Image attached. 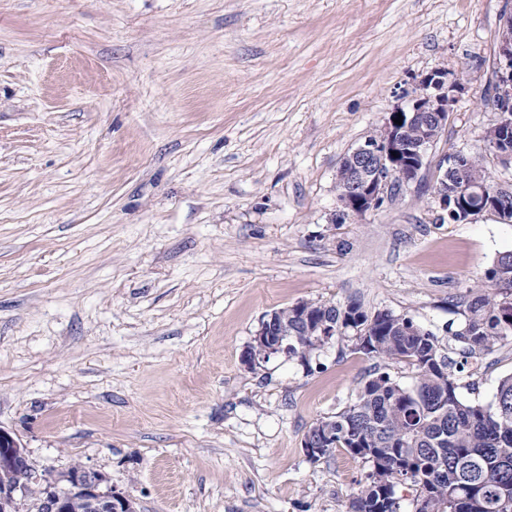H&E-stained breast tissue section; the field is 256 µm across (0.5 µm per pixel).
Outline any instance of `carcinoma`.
Here are the masks:
<instances>
[{"label":"carcinoma","instance_id":"cac0c4a2","mask_svg":"<svg viewBox=\"0 0 512 512\" xmlns=\"http://www.w3.org/2000/svg\"><path fill=\"white\" fill-rule=\"evenodd\" d=\"M509 137L502 125L484 133V146L462 155L467 176L496 192L491 206L471 199L472 215L496 214L512 223V193L490 179L492 145ZM288 325V357L309 364L321 347L316 323L336 324V335L354 331L355 349L382 362L345 410L317 421L306 440L321 445L316 460L342 448L371 463L366 484L348 512H400L398 485L415 490V512H512V376L500 380L487 406L457 394L469 360L512 339V251L499 255L464 311V326L452 332L459 359L441 353L433 333L389 311L370 316L356 304L342 308L311 301L276 310ZM405 362L413 382L402 385L388 371Z\"/></svg>","mask_w":512,"mask_h":512}]
</instances>
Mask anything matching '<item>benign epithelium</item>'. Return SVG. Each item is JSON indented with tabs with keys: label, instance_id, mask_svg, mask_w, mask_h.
<instances>
[{
	"label": "benign epithelium",
	"instance_id": "1",
	"mask_svg": "<svg viewBox=\"0 0 512 512\" xmlns=\"http://www.w3.org/2000/svg\"><path fill=\"white\" fill-rule=\"evenodd\" d=\"M499 56L505 67L497 71L496 83L503 96L502 107L496 123L505 125L512 132V37L505 35L498 46ZM465 90L458 76L448 78V71L435 69L418 83L409 108L393 112L389 122L373 140H364L344 158L343 173L338 175L341 187L338 201L340 209L333 220L343 224L354 215H363L378 208L390 193L393 178L401 183L415 181L429 150L448 123V113L456 102L457 94ZM402 118V124L394 119ZM424 124L426 132L415 140L408 138L414 125ZM462 153H452L443 158L435 194L442 208L448 203V169L459 167ZM484 186L462 180L457 188L458 201L465 203L474 194L487 195ZM260 336L276 337V344L266 353L288 351V328L279 325L274 315L267 314L258 331ZM25 461L28 472L34 468L28 461L26 449L7 430L0 428V512H20L22 500L27 496L30 477L17 473L20 461ZM106 479L98 472L83 465L66 473L63 481L52 480L44 484L41 512H135L132 502L110 486H103Z\"/></svg>",
	"mask_w": 512,
	"mask_h": 512
}]
</instances>
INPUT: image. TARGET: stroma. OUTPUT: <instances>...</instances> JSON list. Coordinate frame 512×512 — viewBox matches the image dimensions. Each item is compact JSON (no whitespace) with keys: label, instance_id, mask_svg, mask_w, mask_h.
I'll list each match as a JSON object with an SVG mask.
<instances>
[{"label":"stroma","instance_id":"obj_1","mask_svg":"<svg viewBox=\"0 0 512 512\" xmlns=\"http://www.w3.org/2000/svg\"><path fill=\"white\" fill-rule=\"evenodd\" d=\"M512 0H0V428L136 512H347L369 463L311 460L374 359L241 356L301 301L449 329L512 223H442L438 163L482 147ZM460 75L418 181L334 223L343 157L435 69ZM512 341L471 361L488 405Z\"/></svg>","mask_w":512,"mask_h":512}]
</instances>
